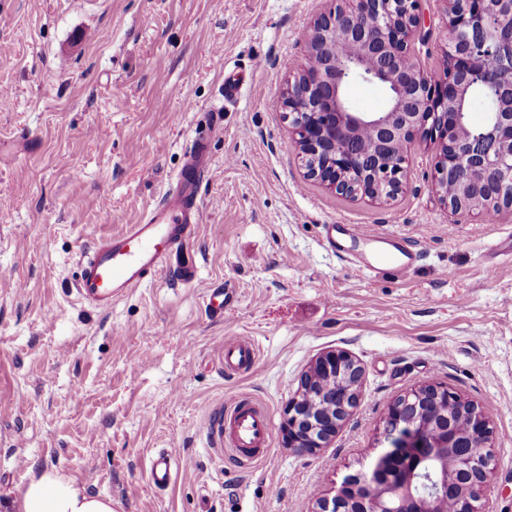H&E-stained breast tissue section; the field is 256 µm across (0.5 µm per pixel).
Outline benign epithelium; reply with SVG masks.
<instances>
[{"label": "benign epithelium", "instance_id": "1", "mask_svg": "<svg viewBox=\"0 0 512 512\" xmlns=\"http://www.w3.org/2000/svg\"><path fill=\"white\" fill-rule=\"evenodd\" d=\"M420 0H338L313 23L305 69L288 82V110L306 177L349 197L372 202L404 189V164L416 137L436 148L431 188L452 211L512 208V0H444L442 58L431 75L416 62L425 36ZM495 65L483 64L487 57ZM378 78L393 89L379 112H354L350 86ZM495 89L493 109L480 132L466 126L463 103L476 84ZM470 173L465 192L448 186ZM360 363L345 350L325 352L302 372L283 410L285 447L314 454L327 447L359 401ZM465 417L470 451L448 457L458 432L437 425L439 399ZM386 446L370 466L344 478L313 512H434L441 500L455 512H479L495 468L484 412L446 387L421 384L397 397L382 422ZM377 488L375 496L360 488Z\"/></svg>", "mask_w": 512, "mask_h": 512}]
</instances>
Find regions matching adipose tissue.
Segmentation results:
<instances>
[{
    "instance_id": "obj_1",
    "label": "adipose tissue",
    "mask_w": 512,
    "mask_h": 512,
    "mask_svg": "<svg viewBox=\"0 0 512 512\" xmlns=\"http://www.w3.org/2000/svg\"><path fill=\"white\" fill-rule=\"evenodd\" d=\"M14 512H113L109 498L91 494L56 470L34 475L12 503Z\"/></svg>"
}]
</instances>
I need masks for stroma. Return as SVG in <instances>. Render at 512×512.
<instances>
[{"label":"stroma","mask_w":512,"mask_h":512,"mask_svg":"<svg viewBox=\"0 0 512 512\" xmlns=\"http://www.w3.org/2000/svg\"><path fill=\"white\" fill-rule=\"evenodd\" d=\"M327 5L0 0V512L52 468L114 512H312L379 453L393 400L428 383L485 412L489 505L512 512V263L486 271L512 210L491 224L447 208L422 140L403 193L379 205L305 177L282 91ZM231 68L246 73L236 103L224 100ZM22 133L31 150L10 152ZM199 138L210 164L196 280L160 276L104 311L79 300L81 251L135 223ZM332 224L408 239L421 257L369 278L351 258L371 244L337 254ZM213 288L230 296L220 315ZM242 335L258 360L225 373L224 342ZM334 349L364 368L360 403L327 448L294 453L283 409ZM241 396L274 423L246 467L218 446L224 406ZM159 450L182 462L164 488L149 479Z\"/></svg>","instance_id":"1"}]
</instances>
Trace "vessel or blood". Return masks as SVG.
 <instances>
[{"mask_svg": "<svg viewBox=\"0 0 512 512\" xmlns=\"http://www.w3.org/2000/svg\"><path fill=\"white\" fill-rule=\"evenodd\" d=\"M205 140H196L185 166L177 173L162 198L148 207L138 223L128 225L117 236L101 239L80 257L76 294L84 302L108 309L133 290L154 278L173 272L186 283L196 278L197 264L190 242L203 222L198 202L200 175L209 164ZM417 253L406 246L387 242L376 247L364 272L376 276L388 270L406 272ZM257 346L248 336H237L224 344V368L241 372L251 368ZM272 421L259 404L243 399L227 404L221 437L242 459L252 461L269 447ZM179 467L168 452L158 451L150 460V479L155 486H168Z\"/></svg>", "mask_w": 512, "mask_h": 512, "instance_id": "1", "label": "vessel or blood"}]
</instances>
